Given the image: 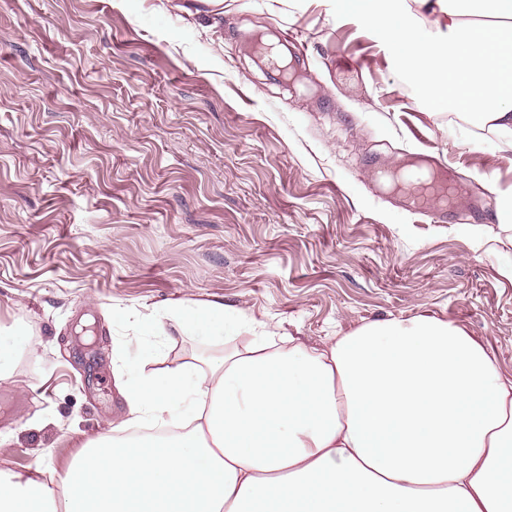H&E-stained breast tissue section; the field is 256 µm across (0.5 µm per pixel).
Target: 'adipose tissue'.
Masks as SVG:
<instances>
[{"label":"adipose tissue","mask_w":512,"mask_h":512,"mask_svg":"<svg viewBox=\"0 0 512 512\" xmlns=\"http://www.w3.org/2000/svg\"><path fill=\"white\" fill-rule=\"evenodd\" d=\"M448 18L420 36L396 0H341L402 61L434 110L512 148V0H418ZM180 332L211 344L242 322L181 302ZM245 350L126 372L128 415L82 442L60 480L0 472V512H512V376L465 329L420 315L324 347Z\"/></svg>","instance_id":"obj_1"}]
</instances>
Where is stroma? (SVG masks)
Segmentation results:
<instances>
[{
  "instance_id": "35a3bbf8",
  "label": "stroma",
  "mask_w": 512,
  "mask_h": 512,
  "mask_svg": "<svg viewBox=\"0 0 512 512\" xmlns=\"http://www.w3.org/2000/svg\"><path fill=\"white\" fill-rule=\"evenodd\" d=\"M292 33L301 54L257 36ZM358 61L337 69L338 57ZM458 168L478 213H411L405 161ZM512 149L429 106L340 0H0V469L59 474L127 414L114 360L203 345L220 302L308 345L431 315L512 374ZM168 320L180 332L198 336L210 344H220L224 338L238 333L242 322L237 316L224 314V305H197L181 302L167 312Z\"/></svg>"
}]
</instances>
